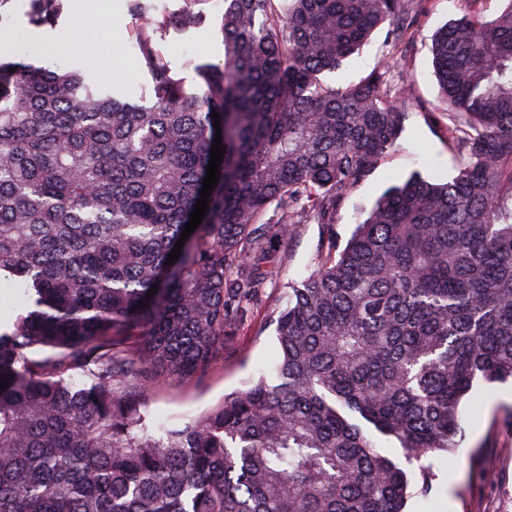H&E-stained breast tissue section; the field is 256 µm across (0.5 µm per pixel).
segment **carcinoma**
I'll return each instance as SVG.
<instances>
[{
    "instance_id": "obj_1",
    "label": "carcinoma",
    "mask_w": 512,
    "mask_h": 512,
    "mask_svg": "<svg viewBox=\"0 0 512 512\" xmlns=\"http://www.w3.org/2000/svg\"><path fill=\"white\" fill-rule=\"evenodd\" d=\"M199 2L134 10L150 78L137 100L83 68L0 57V277L30 301L0 333V512H404L432 455L459 447L473 383L512 378V0L432 42L456 175L388 188L343 246L336 212L396 145L411 98L390 95L389 61L336 73L385 24L402 41L405 0H224L223 59L194 65L188 88L159 41L199 23ZM64 4L32 0L31 22L55 25ZM213 112L219 182L168 264ZM310 222L320 258L277 311L275 378L151 419L160 377L224 361L278 274L268 240Z\"/></svg>"
}]
</instances>
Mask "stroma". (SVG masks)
Listing matches in <instances>:
<instances>
[{
  "mask_svg": "<svg viewBox=\"0 0 512 512\" xmlns=\"http://www.w3.org/2000/svg\"><path fill=\"white\" fill-rule=\"evenodd\" d=\"M500 0H429L408 33L405 57L391 71L392 77L411 73L414 103L397 145L353 188L336 214V234L347 241L356 224L366 218L375 200L410 174L449 179L456 161L445 139L448 117L437 108L439 88L433 76L430 47L436 30L464 11L477 8L493 17ZM203 18L195 27L171 29L161 50L170 67L186 86H193V64L218 62L223 55L218 32L224 0H203ZM30 0H12L8 21L0 26V50L13 51L15 33L33 42L56 41L59 32L81 23V47L52 56L26 55V62L49 68L88 61L96 78L119 93L138 94L148 82L133 47L134 18L130 0H67L57 26L37 28L30 23ZM322 238L318 224L298 225L291 240L274 241L282 259L275 283L266 289V301L251 314L239 335L224 340V360L201 378L183 382L166 379L149 392L150 407L158 420L195 416L220 403L233 392L247 388L259 376H272L277 359L272 310L285 299L288 282H297L313 269ZM460 414L465 437L452 457L438 461L436 476L426 495L408 500V512H512V384L474 386L463 399ZM491 472V481L479 483L476 470Z\"/></svg>",
  "mask_w": 512,
  "mask_h": 512,
  "instance_id": "35a3bbf8",
  "label": "stroma"
}]
</instances>
